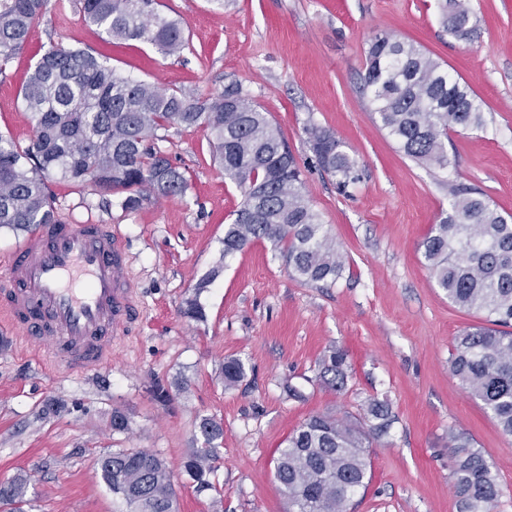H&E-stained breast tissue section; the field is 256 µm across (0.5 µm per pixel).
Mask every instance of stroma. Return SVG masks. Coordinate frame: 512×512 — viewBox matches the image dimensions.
Wrapping results in <instances>:
<instances>
[{
	"instance_id": "35a3bbf8",
	"label": "stroma",
	"mask_w": 512,
	"mask_h": 512,
	"mask_svg": "<svg viewBox=\"0 0 512 512\" xmlns=\"http://www.w3.org/2000/svg\"><path fill=\"white\" fill-rule=\"evenodd\" d=\"M73 0H47L26 48L0 74V135L34 137L20 90L49 41L108 55L121 73L198 95L236 81L269 113L304 174L308 200L342 255L335 284L291 276L269 243L224 257V226L242 202L212 161L203 129L169 128L159 149L188 190L127 211L118 194L61 178L49 183L60 217L111 225L129 254L138 315L112 342L98 374L40 362L24 333L0 330V482L27 479L24 512H122L97 461L122 449L156 454L173 474L179 512H291L275 478L278 448L310 415L348 420L371 398L395 420L368 450L369 483L347 512H458L448 434L471 438L499 474L496 512H512V438L450 372L459 333L478 315L437 287L419 245L450 189L475 187L512 214V0H467L472 41L445 31L438 0H162L184 21L189 48L163 57L134 42L115 49ZM414 43L467 82L486 126L450 133L447 169L418 164L384 130L363 82L370 38ZM330 129L358 162L340 193L315 163L305 129ZM204 317L190 319L187 300ZM347 354L348 378L319 377L330 350ZM245 376L224 384L226 360ZM301 398L288 397L285 385ZM128 426L112 428L114 413ZM220 423L214 490L197 493L185 458L201 419Z\"/></svg>"
}]
</instances>
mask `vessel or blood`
<instances>
[{
    "label": "vessel or blood",
    "instance_id": "vessel-or-blood-1",
    "mask_svg": "<svg viewBox=\"0 0 512 512\" xmlns=\"http://www.w3.org/2000/svg\"><path fill=\"white\" fill-rule=\"evenodd\" d=\"M135 308L127 255L108 224H47L0 273V314L37 345L40 359L97 372Z\"/></svg>",
    "mask_w": 512,
    "mask_h": 512
}]
</instances>
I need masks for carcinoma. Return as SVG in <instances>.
Segmentation results:
<instances>
[{"label": "carcinoma", "instance_id": "1", "mask_svg": "<svg viewBox=\"0 0 512 512\" xmlns=\"http://www.w3.org/2000/svg\"><path fill=\"white\" fill-rule=\"evenodd\" d=\"M47 0H0V74L26 45ZM86 23L112 46L145 42L166 56L188 48L184 22L161 10V0H77ZM441 23L454 38L471 22L463 0H439ZM364 86L373 112L406 156L428 167L449 164L448 134L481 129L482 105L471 88L448 77L441 63L413 43L378 33L369 43ZM24 110L35 137L22 148L0 135V229L27 230L60 223L48 190L59 175L124 195L133 211L151 198L181 197L183 172L155 147L159 130L176 125L203 128L224 178L242 194L231 223L224 225L223 256L265 240L279 252L289 275L306 285L335 282L342 257L309 203L303 172L280 129L237 82L204 98L123 76L92 52L53 43L25 81ZM308 143L318 166L336 178L343 193L359 179L358 162L335 134L312 124ZM426 267L448 300L481 314L485 324L458 336L450 371L479 400L502 433L512 437V216L503 215L476 189L452 190L440 222L420 244ZM332 387L347 378V354L334 350L320 362ZM224 383L245 375L237 359L224 362ZM393 423L388 403L368 404L365 422L312 415L279 449L275 476L296 512H345L346 502L367 486L366 448ZM204 447L183 462L203 492L212 489L218 459L215 441L223 427L200 421ZM458 512H495L498 474L462 434H448ZM104 482L132 512H177L173 476L158 456L122 450L99 459ZM26 481L0 483V505L16 512Z\"/></svg>", "mask_w": 512, "mask_h": 512}]
</instances>
